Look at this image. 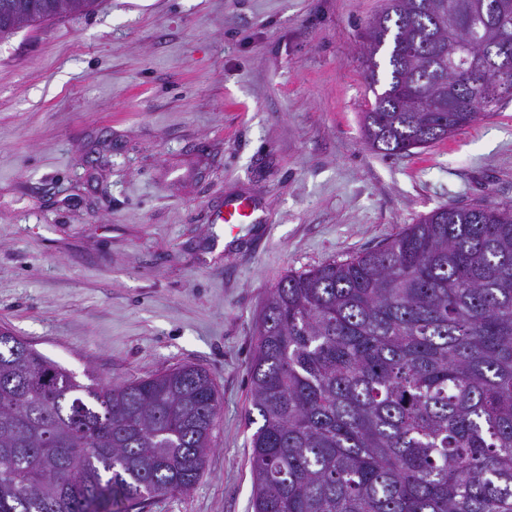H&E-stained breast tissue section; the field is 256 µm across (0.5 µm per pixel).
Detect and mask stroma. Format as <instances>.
<instances>
[{"mask_svg":"<svg viewBox=\"0 0 512 512\" xmlns=\"http://www.w3.org/2000/svg\"><path fill=\"white\" fill-rule=\"evenodd\" d=\"M384 0H100L0 40V329L119 385L181 364L222 402L196 484L252 512L249 359L284 274L456 203H512V101L412 154L365 144ZM260 223L225 234V200Z\"/></svg>","mask_w":512,"mask_h":512,"instance_id":"1","label":"stroma"}]
</instances>
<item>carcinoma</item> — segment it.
Returning <instances> with one entry per match:
<instances>
[{"label": "carcinoma", "instance_id": "obj_1", "mask_svg": "<svg viewBox=\"0 0 512 512\" xmlns=\"http://www.w3.org/2000/svg\"><path fill=\"white\" fill-rule=\"evenodd\" d=\"M385 0L361 116L384 155L502 102L512 0ZM99 0H0V38ZM248 377L253 512H512V205L440 207L383 246L270 289ZM220 397L182 364L83 383L0 330V512H145L194 486Z\"/></svg>", "mask_w": 512, "mask_h": 512}]
</instances>
